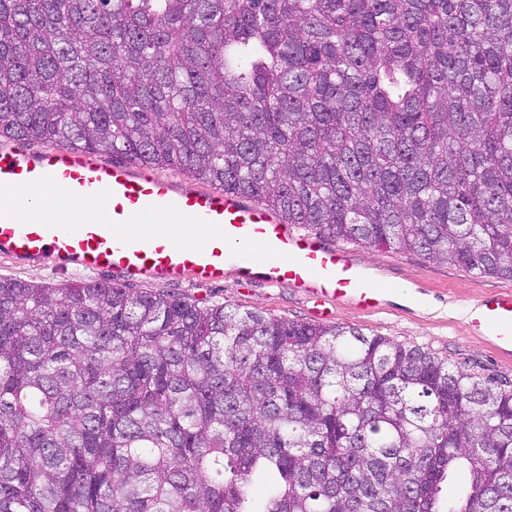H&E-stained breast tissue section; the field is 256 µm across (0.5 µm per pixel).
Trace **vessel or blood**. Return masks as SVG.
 Wrapping results in <instances>:
<instances>
[{"instance_id": "b4317fda", "label": "vessel or blood", "mask_w": 512, "mask_h": 512, "mask_svg": "<svg viewBox=\"0 0 512 512\" xmlns=\"http://www.w3.org/2000/svg\"><path fill=\"white\" fill-rule=\"evenodd\" d=\"M62 189L101 204L78 216L55 212L24 195ZM204 224L203 239L179 235L175 223ZM0 253L61 271L113 274L116 282L223 281L226 272L270 287L283 284L373 312L394 287L351 251L284 224L272 210L211 186L179 180L129 163L106 162L71 149L0 147ZM471 332L491 336L512 353V291L481 298Z\"/></svg>"}]
</instances>
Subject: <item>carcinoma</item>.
<instances>
[{
    "label": "carcinoma",
    "mask_w": 512,
    "mask_h": 512,
    "mask_svg": "<svg viewBox=\"0 0 512 512\" xmlns=\"http://www.w3.org/2000/svg\"><path fill=\"white\" fill-rule=\"evenodd\" d=\"M1 140L512 278V0H0ZM0 512H512V383L349 326L0 277Z\"/></svg>",
    "instance_id": "cac0c4a2"
}]
</instances>
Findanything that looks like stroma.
<instances>
[{
	"label": "stroma",
	"mask_w": 512,
	"mask_h": 512,
	"mask_svg": "<svg viewBox=\"0 0 512 512\" xmlns=\"http://www.w3.org/2000/svg\"><path fill=\"white\" fill-rule=\"evenodd\" d=\"M352 250L361 261L378 268L388 281L411 289L412 296L406 299L392 295L370 314L344 302L334 306L330 323L417 345L479 375L512 382V356L499 353L489 336L468 331L462 310L466 301L512 289V279L483 277L396 248L372 249L356 244ZM139 288L202 306L231 304L298 321H313L317 308L315 298L288 285L269 288L259 283L245 284L231 274L217 284H200L191 279L177 283L145 281Z\"/></svg>",
	"instance_id": "1"
}]
</instances>
